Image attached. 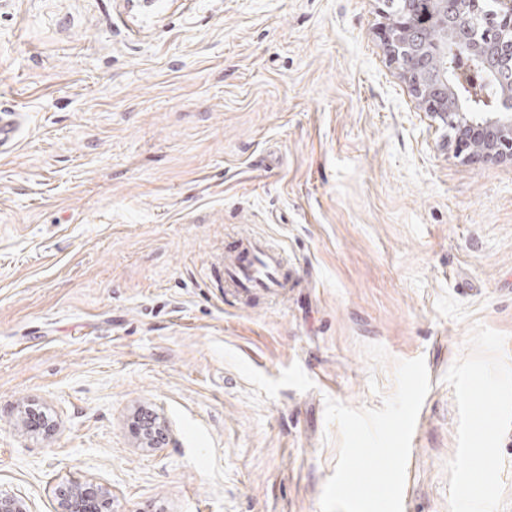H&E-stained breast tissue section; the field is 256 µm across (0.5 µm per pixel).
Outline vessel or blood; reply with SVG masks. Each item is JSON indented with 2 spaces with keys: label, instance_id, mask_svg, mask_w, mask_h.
Wrapping results in <instances>:
<instances>
[{
  "label": "vessel or blood",
  "instance_id": "vessel-or-blood-1",
  "mask_svg": "<svg viewBox=\"0 0 512 512\" xmlns=\"http://www.w3.org/2000/svg\"><path fill=\"white\" fill-rule=\"evenodd\" d=\"M224 287L246 301L252 295L275 297L291 288L286 254L265 237H240L224 249Z\"/></svg>",
  "mask_w": 512,
  "mask_h": 512
}]
</instances>
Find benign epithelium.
Masks as SVG:
<instances>
[{"instance_id": "obj_1", "label": "benign epithelium", "mask_w": 512, "mask_h": 512, "mask_svg": "<svg viewBox=\"0 0 512 512\" xmlns=\"http://www.w3.org/2000/svg\"><path fill=\"white\" fill-rule=\"evenodd\" d=\"M382 41L414 96L431 115L455 131L456 154L466 161L480 159L512 163V95L501 96L491 111L472 116L460 103L448 69L437 61L453 49L457 58L481 62L503 81L512 75V0H494L484 12V0H405V8L388 13ZM142 447L155 449L164 424L137 429ZM86 495L111 499V491L90 482L59 491L60 512H73L74 501ZM0 512H28L15 494L0 490Z\"/></svg>"}]
</instances>
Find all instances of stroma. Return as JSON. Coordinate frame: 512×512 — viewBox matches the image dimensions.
Returning a JSON list of instances; mask_svg holds the SVG:
<instances>
[{
  "instance_id": "35a3bbf8",
  "label": "stroma",
  "mask_w": 512,
  "mask_h": 512,
  "mask_svg": "<svg viewBox=\"0 0 512 512\" xmlns=\"http://www.w3.org/2000/svg\"><path fill=\"white\" fill-rule=\"evenodd\" d=\"M380 8L0 0V488L30 512L91 481L114 512H320L326 398L381 408L419 356L404 512H512V164L456 157ZM245 229L287 295L225 293ZM139 428L137 433L140 438V443L143 448L155 449L158 448V444L161 441L162 435L164 434V424L158 421L156 415L151 414V423L143 428V425L138 422Z\"/></svg>"
}]
</instances>
